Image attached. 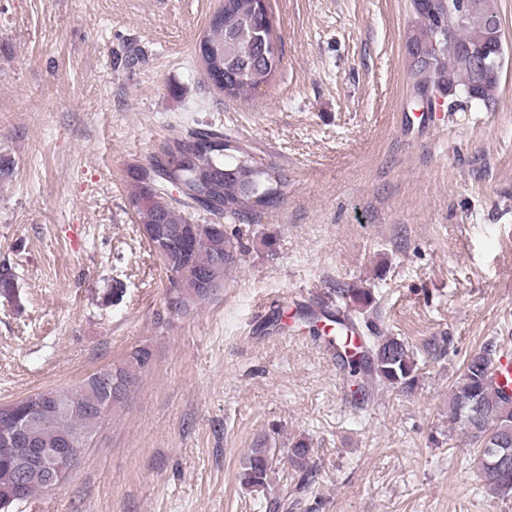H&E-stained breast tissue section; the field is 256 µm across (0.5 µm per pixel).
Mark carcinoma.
I'll return each instance as SVG.
<instances>
[{"label": "carcinoma", "instance_id": "cac0c4a2", "mask_svg": "<svg viewBox=\"0 0 512 512\" xmlns=\"http://www.w3.org/2000/svg\"><path fill=\"white\" fill-rule=\"evenodd\" d=\"M415 21L404 35L409 78L414 95L434 86L453 97L489 109L499 99L501 67L480 74L475 57L465 50L480 45L490 59L504 48L489 31L448 13V0H419ZM206 81L227 98H240L269 85L283 62L282 41L275 34L265 0H223L213 12L196 48ZM134 190L131 205L139 229L168 278L167 308L188 314L224 288L226 271L246 253L241 224L251 225L266 210L277 207L288 186L285 170L224 133L197 127L163 146L150 166H131ZM221 216L224 223L214 221ZM16 276L0 268V295L11 296ZM357 309L334 319L336 357L347 366L355 387V402L364 405L369 392L383 387L412 389L418 379L417 354L408 341L383 335L363 323L360 305L370 290L345 291ZM150 349L131 350L125 366L102 368L72 388L47 389L5 403L0 436L22 435L24 448H65L73 444L75 465L92 447L107 416L100 413L107 394L105 382L137 381V370L149 366ZM491 345L470 355L448 396V420L471 445L480 449L484 487L493 497L512 495V393L496 386ZM311 444L301 438L288 448L294 471L293 491L309 488ZM275 449L261 442L245 457L241 486L250 491L269 487ZM14 464L0 458V512L14 509L38 492L48 491L44 471L29 472L15 500Z\"/></svg>", "mask_w": 512, "mask_h": 512}]
</instances>
